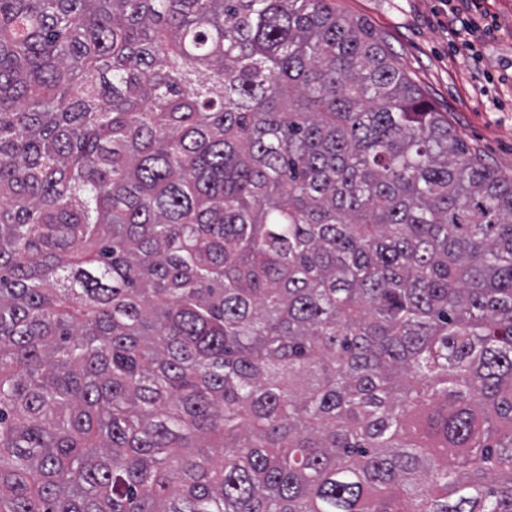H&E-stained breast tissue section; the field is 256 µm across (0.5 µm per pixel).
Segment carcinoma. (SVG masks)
<instances>
[{
	"label": "carcinoma",
	"mask_w": 512,
	"mask_h": 512,
	"mask_svg": "<svg viewBox=\"0 0 512 512\" xmlns=\"http://www.w3.org/2000/svg\"><path fill=\"white\" fill-rule=\"evenodd\" d=\"M0 512H512V178L331 0H0Z\"/></svg>",
	"instance_id": "carcinoma-1"
}]
</instances>
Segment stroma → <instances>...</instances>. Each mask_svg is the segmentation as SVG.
<instances>
[{
    "label": "stroma",
    "instance_id": "1",
    "mask_svg": "<svg viewBox=\"0 0 512 512\" xmlns=\"http://www.w3.org/2000/svg\"><path fill=\"white\" fill-rule=\"evenodd\" d=\"M394 54L400 68L468 147L512 177V0H484L502 26L465 45L441 0H333Z\"/></svg>",
    "mask_w": 512,
    "mask_h": 512
}]
</instances>
